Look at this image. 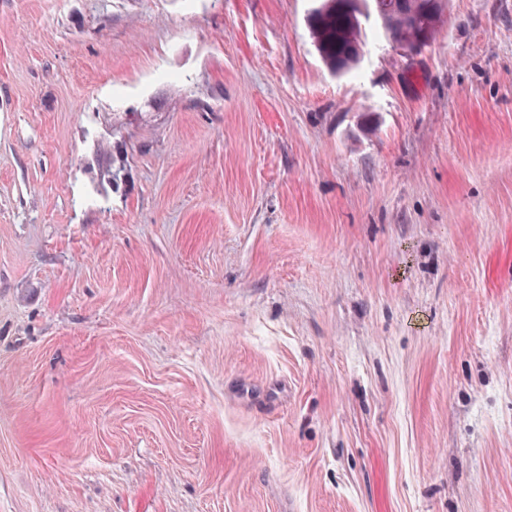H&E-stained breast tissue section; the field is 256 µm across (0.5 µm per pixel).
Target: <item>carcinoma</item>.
Here are the masks:
<instances>
[{"label": "carcinoma", "instance_id": "1", "mask_svg": "<svg viewBox=\"0 0 512 512\" xmlns=\"http://www.w3.org/2000/svg\"><path fill=\"white\" fill-rule=\"evenodd\" d=\"M447 7L448 0H336V10L321 21L326 54L336 69H345L353 56L351 36L369 18L406 53L427 37L436 16Z\"/></svg>", "mask_w": 512, "mask_h": 512}]
</instances>
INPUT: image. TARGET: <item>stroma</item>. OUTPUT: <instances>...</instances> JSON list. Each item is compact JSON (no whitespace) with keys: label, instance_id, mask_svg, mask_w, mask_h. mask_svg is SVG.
<instances>
[{"label":"stroma","instance_id":"stroma-1","mask_svg":"<svg viewBox=\"0 0 512 512\" xmlns=\"http://www.w3.org/2000/svg\"><path fill=\"white\" fill-rule=\"evenodd\" d=\"M330 7L0 0V512H512V0ZM447 0H336V10L321 21L326 54L336 69H345L353 56L350 36L361 31L362 18L380 25L396 49L408 52L425 39Z\"/></svg>","mask_w":512,"mask_h":512}]
</instances>
